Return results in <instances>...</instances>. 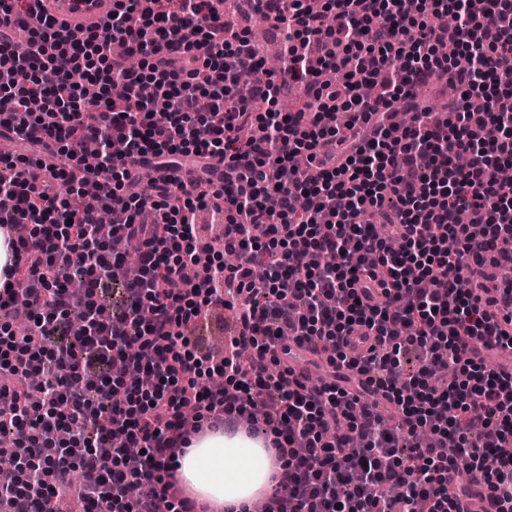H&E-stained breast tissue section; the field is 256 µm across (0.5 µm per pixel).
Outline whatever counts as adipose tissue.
Returning a JSON list of instances; mask_svg holds the SVG:
<instances>
[{
  "instance_id": "1",
  "label": "adipose tissue",
  "mask_w": 512,
  "mask_h": 512,
  "mask_svg": "<svg viewBox=\"0 0 512 512\" xmlns=\"http://www.w3.org/2000/svg\"><path fill=\"white\" fill-rule=\"evenodd\" d=\"M279 463L262 442L242 432L206 434L179 460L183 483L200 502L249 512L257 498L271 494Z\"/></svg>"
}]
</instances>
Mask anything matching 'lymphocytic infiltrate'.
Returning <instances> with one entry per match:
<instances>
[{
	"mask_svg": "<svg viewBox=\"0 0 512 512\" xmlns=\"http://www.w3.org/2000/svg\"><path fill=\"white\" fill-rule=\"evenodd\" d=\"M249 2L282 37L281 82L253 81L264 62L216 0H115L87 31L55 28L41 0H0V136L76 167L98 146L80 181L60 167L41 179L34 156L0 161V308L13 312L0 374L14 378L0 385V467L17 474L0 512L70 498L83 512H208L177 461L191 435L225 427L262 432L283 464L258 512H462L465 497L512 512V373L481 355L512 351V333L456 288L512 236V184L492 176L512 164V0L479 13L468 0ZM450 14L465 67L435 53ZM432 80L455 90L446 116L416 100ZM290 83L305 105L284 112ZM398 106L410 125L394 123ZM185 158L200 161L192 185L130 177ZM206 205L224 216L219 250L194 222ZM229 303L226 355H197L188 329ZM327 342L336 379L311 382L289 346L319 358ZM410 348L421 365L407 378ZM446 368L454 382L435 383ZM450 443L466 481L448 478Z\"/></svg>",
	"mask_w": 512,
	"mask_h": 512,
	"instance_id": "1",
	"label": "lymphocytic infiltrate"
}]
</instances>
